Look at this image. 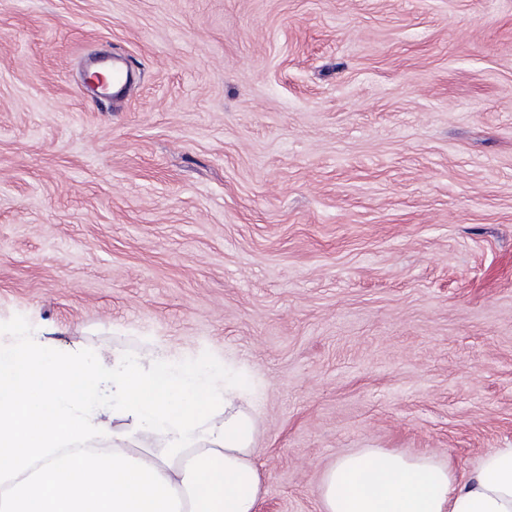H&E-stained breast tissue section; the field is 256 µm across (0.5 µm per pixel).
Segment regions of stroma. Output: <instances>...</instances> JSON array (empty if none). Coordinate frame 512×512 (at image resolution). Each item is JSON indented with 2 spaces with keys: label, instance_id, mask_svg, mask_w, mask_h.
Instances as JSON below:
<instances>
[{
  "label": "stroma",
  "instance_id": "obj_1",
  "mask_svg": "<svg viewBox=\"0 0 512 512\" xmlns=\"http://www.w3.org/2000/svg\"><path fill=\"white\" fill-rule=\"evenodd\" d=\"M35 332L236 379L258 512L364 448H512V0H0V336Z\"/></svg>",
  "mask_w": 512,
  "mask_h": 512
}]
</instances>
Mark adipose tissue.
<instances>
[{
  "label": "adipose tissue",
  "instance_id": "ef3b65f1",
  "mask_svg": "<svg viewBox=\"0 0 512 512\" xmlns=\"http://www.w3.org/2000/svg\"><path fill=\"white\" fill-rule=\"evenodd\" d=\"M112 392V418L97 400ZM238 383L158 348L131 358L55 354L43 336L0 342V512H255L259 417ZM111 437V449L62 450ZM323 512H512V448L464 477L419 454L365 448L321 475Z\"/></svg>",
  "mask_w": 512,
  "mask_h": 512
}]
</instances>
